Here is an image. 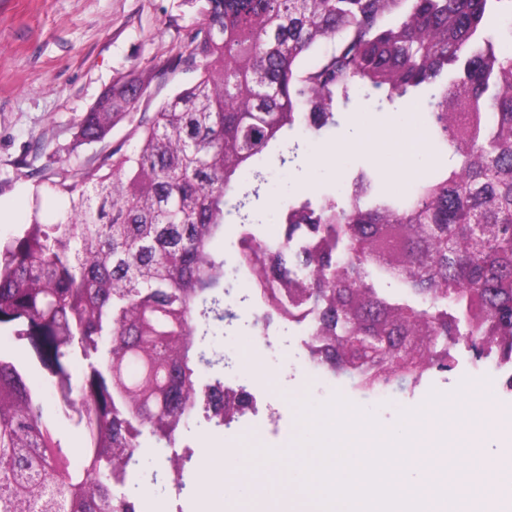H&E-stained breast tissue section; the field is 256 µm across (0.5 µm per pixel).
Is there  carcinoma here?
<instances>
[{
	"label": "carcinoma",
	"instance_id": "cac0c4a2",
	"mask_svg": "<svg viewBox=\"0 0 512 512\" xmlns=\"http://www.w3.org/2000/svg\"><path fill=\"white\" fill-rule=\"evenodd\" d=\"M183 2L201 21L168 69L195 81L139 119V146L113 149L107 173L36 188L67 201L56 221L35 214L0 237V327L30 345L86 433L77 468L41 395L0 355V512H134L139 483L114 491L117 470L181 482L192 454L143 472L140 437L172 448L200 413L215 428L237 422L224 392L233 363L209 336L256 299L268 323L313 311L310 363L365 391L448 372L457 345L512 363V54L484 34L502 18L512 44V0ZM322 43L333 48L314 56ZM143 92L117 83L78 120L74 147L104 140ZM374 94L422 98L454 165L435 163L402 203L374 198L361 173L344 206L289 204L269 241L256 230L266 176L255 169L242 188L238 172L273 147L294 162L296 127L319 135L336 126V99ZM227 224L244 232L226 274L212 244ZM242 272L246 292L234 288Z\"/></svg>",
	"mask_w": 512,
	"mask_h": 512
}]
</instances>
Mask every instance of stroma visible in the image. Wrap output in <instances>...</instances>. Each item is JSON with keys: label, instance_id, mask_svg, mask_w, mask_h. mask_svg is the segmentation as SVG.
I'll use <instances>...</instances> for the list:
<instances>
[{"label": "stroma", "instance_id": "1", "mask_svg": "<svg viewBox=\"0 0 512 512\" xmlns=\"http://www.w3.org/2000/svg\"><path fill=\"white\" fill-rule=\"evenodd\" d=\"M200 17L182 0H0V236L17 233L29 223L37 185L56 179L76 167L108 171L112 150L133 151L139 141L134 125L120 122L101 142L74 147V124L117 82L145 76L149 84L138 112L153 113L168 98L196 78L195 71L164 72L166 61L187 52L190 33ZM338 125L315 136L298 129L307 154L323 146L337 147L335 162L298 170L281 165L277 150L268 151L259 165L267 175V195L274 204L263 205L262 221L279 225V215L296 200L336 196L346 202L344 186L359 171L375 179L376 190L389 199L406 197L414 188L415 175L401 171L396 156L379 151L340 152L346 133L354 124L371 127L398 124L409 119L425 128L424 109L400 101L378 109L376 101L338 107ZM306 325L274 322L269 330L255 325L252 314L243 315L231 332L217 331L212 346L236 361L259 357L260 373L239 371L237 382L259 387L264 401L256 416L229 429L211 428L203 418L191 420L176 448H163L142 437L140 467L165 466L175 450L204 448L227 452L229 471L220 483L206 481L196 464H187L185 488L174 483H140L138 493L159 504L162 512H204L207 504L235 503L241 512H279L278 482L266 476L257 483H241L232 473L239 464L238 450L245 437L257 447H285L297 421L302 401L322 404L341 395L363 412L374 415L379 426L398 425L402 412L426 405L431 392L454 395L461 384L487 385L499 409L512 414V391L506 390L505 373L493 363L477 360L462 347L452 349L455 366L448 373H431L410 387L394 386L378 393L353 390L350 380L313 368L305 357ZM0 353L26 370L29 385L44 398L45 415L51 420L73 465L83 461L81 428L55 413V398L44 373L25 341L11 330H0Z\"/></svg>", "mask_w": 512, "mask_h": 512}]
</instances>
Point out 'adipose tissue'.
Instances as JSON below:
<instances>
[{"instance_id":"adipose-tissue-1","label":"adipose tissue","mask_w":512,"mask_h":512,"mask_svg":"<svg viewBox=\"0 0 512 512\" xmlns=\"http://www.w3.org/2000/svg\"><path fill=\"white\" fill-rule=\"evenodd\" d=\"M346 148L378 151L389 149L396 155L405 171L417 170L427 153L421 131L409 130L404 135H394L392 129L375 130L367 127H354L347 136Z\"/></svg>"}]
</instances>
